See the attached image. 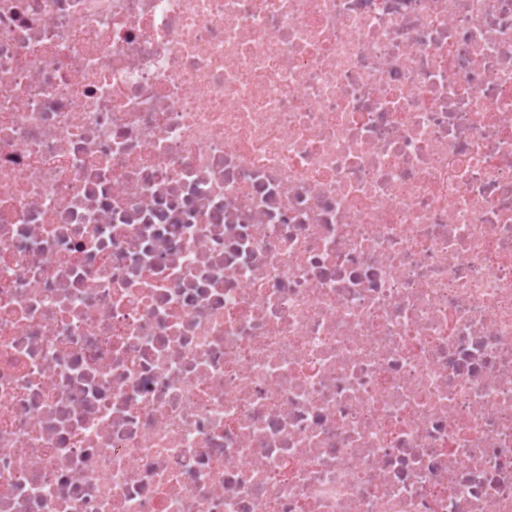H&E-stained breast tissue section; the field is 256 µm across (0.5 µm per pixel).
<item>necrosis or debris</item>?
Segmentation results:
<instances>
[{
    "label": "necrosis or debris",
    "mask_w": 512,
    "mask_h": 512,
    "mask_svg": "<svg viewBox=\"0 0 512 512\" xmlns=\"http://www.w3.org/2000/svg\"><path fill=\"white\" fill-rule=\"evenodd\" d=\"M0 512H512V0H0Z\"/></svg>",
    "instance_id": "1"
}]
</instances>
